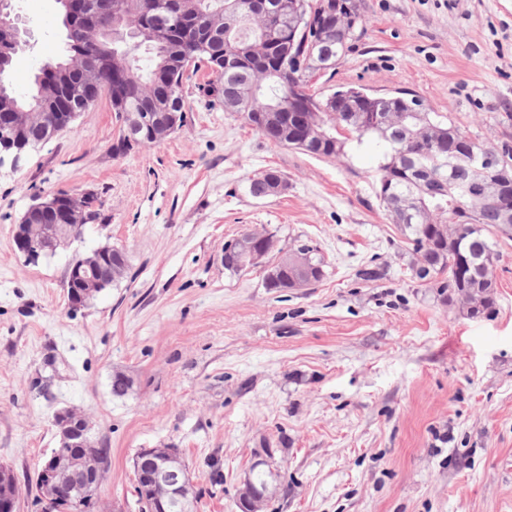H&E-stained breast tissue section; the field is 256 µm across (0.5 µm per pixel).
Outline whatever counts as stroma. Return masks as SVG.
<instances>
[{
    "label": "stroma",
    "mask_w": 512,
    "mask_h": 512,
    "mask_svg": "<svg viewBox=\"0 0 512 512\" xmlns=\"http://www.w3.org/2000/svg\"><path fill=\"white\" fill-rule=\"evenodd\" d=\"M14 5L30 30L23 94L65 38L55 0ZM361 12L322 94L406 90L472 139L512 146V0H361ZM214 79L189 73L186 121L160 144L117 151L125 125L104 96L0 163V464L21 488L16 512H41L37 466L63 407L89 415L108 450L100 512H138L133 460L166 447L191 471L194 512H239L260 448L276 475L262 512H512V239L498 241L493 312L459 314L412 277V247L375 196L378 148L323 159L276 145L208 104L199 87ZM269 169L287 189L252 196ZM57 190L93 191L100 218L26 263L15 226ZM245 231L317 246L324 279L280 293L262 268L225 270V242ZM107 242L126 252L125 277L70 310L73 250Z\"/></svg>",
    "instance_id": "stroma-1"
}]
</instances>
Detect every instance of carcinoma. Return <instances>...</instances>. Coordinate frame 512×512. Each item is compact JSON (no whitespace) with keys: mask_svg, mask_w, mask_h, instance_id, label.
Segmentation results:
<instances>
[{"mask_svg":"<svg viewBox=\"0 0 512 512\" xmlns=\"http://www.w3.org/2000/svg\"><path fill=\"white\" fill-rule=\"evenodd\" d=\"M149 0H132L126 26L141 24ZM188 13L203 21L223 15V29L214 33L186 25L172 10L153 15L160 27L156 39L145 47L126 42L112 43V58L118 60L112 83V108L127 118L139 111L141 97L179 78L174 54L195 49L205 58L224 86V111L233 112L258 133L275 144L321 158L347 155L351 144L362 145L367 138L383 146L377 168L375 196L390 223L400 228L417 255L412 271L422 284L448 294V302L460 314L477 318L496 305L495 282L490 267L496 258L493 237L512 238V223L501 222L502 207L494 196L473 190L477 160L460 168L446 164L448 154L471 148L476 156L492 152L512 178V149L497 151L477 144L458 127L423 106L407 92L395 97L373 96L370 101L344 98L340 87L330 95L319 96L310 90V79L320 72L318 64L340 61L357 31L363 29L358 0H269L272 11L263 24L243 18L244 0H183ZM276 37L268 39L269 54L252 57L262 31ZM292 46L301 57V68L282 70L277 66L282 50ZM147 64H140V54ZM301 89V95L318 102L315 112H288V96ZM420 105L418 112L403 111L404 102ZM234 245L250 243L265 254L277 251V259L264 265L266 287L277 292L294 288L283 254L298 251L311 268L309 285L324 276V261L318 250L306 243L276 247L273 236L261 239L245 232L232 239ZM169 454L167 448H154L142 457L137 467V497L149 486L148 473ZM107 458V449L98 445L81 448L69 455L63 477L73 482L83 477L91 464ZM252 492L264 498L271 472L251 470Z\"/></svg>","mask_w":512,"mask_h":512,"instance_id":"obj_1","label":"carcinoma"}]
</instances>
